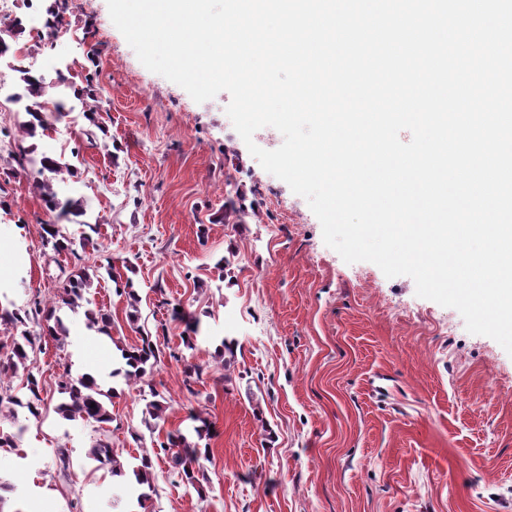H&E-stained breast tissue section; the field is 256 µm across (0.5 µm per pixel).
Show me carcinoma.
Returning a JSON list of instances; mask_svg holds the SVG:
<instances>
[{
	"label": "carcinoma",
	"mask_w": 512,
	"mask_h": 512,
	"mask_svg": "<svg viewBox=\"0 0 512 512\" xmlns=\"http://www.w3.org/2000/svg\"><path fill=\"white\" fill-rule=\"evenodd\" d=\"M20 73L22 92L18 93L16 101H25L24 111L29 116V120L20 126V135L16 139L19 146V165L33 177L34 186L48 211L57 213L59 218L78 216L83 213V202L79 199L61 200L53 183V180L59 176L72 173L70 165L63 164L46 155L37 159L35 158L36 146L24 145L25 139L35 137L37 130L48 129L52 116L43 109L44 96L49 88L45 78L26 68L21 69ZM42 230L43 242L52 246L54 252L58 254L67 252L75 255L78 250H84L87 246L94 244L92 234L97 232V227L94 224L87 225V230L82 232L77 239L68 234L62 224H45ZM123 269L130 273L133 272L132 267L126 263L123 264ZM121 270L110 263L104 266L108 279L114 283L124 284L123 292L129 298V318L134 320L137 318L139 295L133 289L132 279L121 273ZM91 287L90 276L83 272L65 280L56 301L51 305L35 300L33 306L23 311L19 309L9 311L0 307V323L10 325L14 329L20 326L24 327L27 320L31 318L36 320L40 315L47 321L46 325L39 326L37 332H31L24 328L21 331L20 339H14L9 344L0 342V351L7 347L10 348V353L0 359V376L10 372L15 373L21 368L27 371L26 399L22 400L13 395L11 389L7 387H0V409L7 405L19 406L26 409L32 418L39 419L44 399L41 397L37 377L28 370V350L40 346L42 339L46 337L58 342L63 340L66 331L60 318L55 316L56 311L64 307L74 310L82 306V302H90L86 294L89 293ZM172 318L185 326L184 336H182L184 347L194 348V340L199 333V318L184 310L179 311L175 307L172 308ZM161 355L162 352L152 337L147 334L143 335L140 344L121 349V358L125 361V368L112 370V376L123 375L128 385L140 382L151 374L161 362ZM57 387L58 393L61 395L57 410L66 419H79L99 431L104 430V426L112 422V414L107 408V401L112 399L115 391L103 390L92 376L86 373L74 375L71 368L67 367L60 376ZM187 420L191 422L187 430L179 429L174 433L167 434L166 440L161 442L159 447L170 454L173 473L182 482L198 489L200 488V460L209 454L208 448L199 447V440L211 436L212 422L195 410L189 412ZM26 430L27 427L24 425L18 426L14 432L0 429V448L20 451V440ZM89 456L101 465L109 467L112 475L124 474V465L119 454L108 441L104 439L96 441L89 451ZM139 461L140 464L132 470L135 482L139 486L150 489L152 488L151 457L145 452L140 456Z\"/></svg>",
	"instance_id": "1"
}]
</instances>
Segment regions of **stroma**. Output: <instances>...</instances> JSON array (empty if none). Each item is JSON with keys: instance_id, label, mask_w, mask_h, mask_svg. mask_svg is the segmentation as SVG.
Masks as SVG:
<instances>
[{"instance_id": "obj_1", "label": "stroma", "mask_w": 512, "mask_h": 512, "mask_svg": "<svg viewBox=\"0 0 512 512\" xmlns=\"http://www.w3.org/2000/svg\"><path fill=\"white\" fill-rule=\"evenodd\" d=\"M69 30L57 43L17 42L21 63L54 83L45 57L76 85L92 74L94 96L67 120L38 132V154L74 166L61 197L83 199L95 247L57 254L42 242L56 221L32 182L8 162L26 114L0 107V284L15 307L54 299L65 278L105 260L129 263L140 297L129 320L110 280L94 283L112 335L83 311L62 310L65 344L46 339L28 368L7 378L24 394L27 373L44 408L20 451L0 452V477L32 512H137L127 486L86 455L106 437L125 467L150 452L155 491L146 512H512V355L469 333L460 313L418 297L413 279L386 277L370 262L345 263L328 247L305 198L266 172L226 113L228 93L195 102L145 68L111 21L107 0H65ZM241 203V215L228 203ZM231 262L220 275V259ZM181 305L201 319L192 350L170 318ZM150 333L162 352L136 385L113 377L119 347ZM235 344L225 367L218 348ZM184 351L183 360L170 351ZM96 365L115 388L105 432L62 418L57 381ZM204 373L195 394L187 366ZM167 400L147 428L153 393ZM214 424L200 488L183 484L160 450L190 409ZM71 451L69 475L56 469Z\"/></svg>"}]
</instances>
